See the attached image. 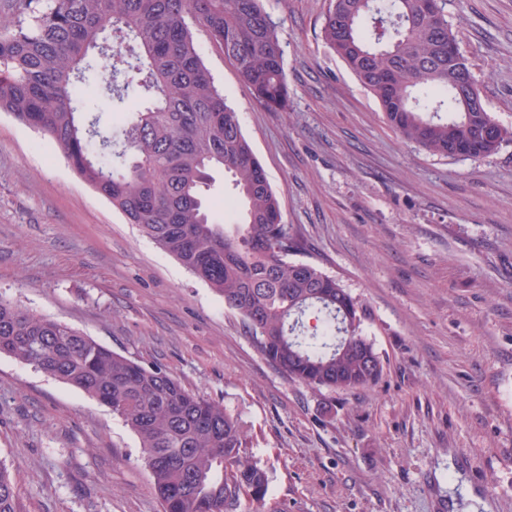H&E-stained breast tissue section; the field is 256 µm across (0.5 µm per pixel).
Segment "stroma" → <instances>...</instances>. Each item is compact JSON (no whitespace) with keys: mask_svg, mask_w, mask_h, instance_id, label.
<instances>
[{"mask_svg":"<svg viewBox=\"0 0 512 512\" xmlns=\"http://www.w3.org/2000/svg\"><path fill=\"white\" fill-rule=\"evenodd\" d=\"M264 6L285 111L260 106L200 29L199 53L281 202L292 260L363 303L378 383L288 379L221 296L5 112L0 297L240 415L273 512H512V142L481 159L406 143L323 42L329 0ZM446 9L487 110L512 126V0ZM0 461L22 512H162L122 419L4 354Z\"/></svg>","mask_w":512,"mask_h":512,"instance_id":"35a3bbf8","label":"stroma"}]
</instances>
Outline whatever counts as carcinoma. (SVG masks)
<instances>
[{
	"label": "carcinoma",
	"mask_w": 512,
	"mask_h": 512,
	"mask_svg": "<svg viewBox=\"0 0 512 512\" xmlns=\"http://www.w3.org/2000/svg\"><path fill=\"white\" fill-rule=\"evenodd\" d=\"M330 0L322 40L406 142L480 159L512 141L473 74L448 61L445 0ZM0 17V112L52 139L79 177L237 311L260 353L291 380L332 392L374 385L383 364L365 311L339 280L288 259L280 202L239 113L204 65L193 28L224 49L255 100L288 103L283 50L262 0H15ZM122 114L104 126L81 84ZM141 105L126 108L130 94ZM221 170L234 213L216 223L204 194ZM354 347L342 351V339ZM0 354L110 407L136 435L163 512H266L270 477L241 419L65 324L0 298ZM0 512H21L0 461Z\"/></svg>",
	"instance_id": "cac0c4a2"
}]
</instances>
